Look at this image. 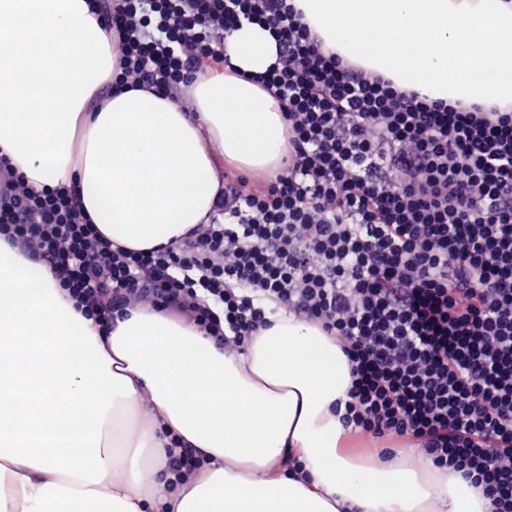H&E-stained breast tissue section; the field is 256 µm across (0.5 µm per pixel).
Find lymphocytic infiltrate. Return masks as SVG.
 <instances>
[{"label": "lymphocytic infiltrate", "instance_id": "1", "mask_svg": "<svg viewBox=\"0 0 512 512\" xmlns=\"http://www.w3.org/2000/svg\"><path fill=\"white\" fill-rule=\"evenodd\" d=\"M117 86L180 100L270 30L261 83L288 129L285 168L225 178L218 216L163 248L112 246L72 189L35 191L0 158V235L110 328L132 305L242 351L286 313L336 337L352 433L424 449L512 512V111L428 101L325 51L288 0H94ZM231 66L239 73L262 75L276 61L277 47L268 29L245 24L228 38Z\"/></svg>", "mask_w": 512, "mask_h": 512}]
</instances>
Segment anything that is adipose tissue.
I'll use <instances>...</instances> for the list:
<instances>
[{"label": "adipose tissue", "instance_id": "obj_1", "mask_svg": "<svg viewBox=\"0 0 512 512\" xmlns=\"http://www.w3.org/2000/svg\"><path fill=\"white\" fill-rule=\"evenodd\" d=\"M326 48L432 100L512 105V0H290ZM231 68L176 102L111 89L118 47L89 0H0V157L35 189L74 188L112 244L165 247L209 223L232 166L273 178L275 62L246 24ZM347 358L280 314L244 352L138 305L111 331L0 237V512H491L423 453H346ZM176 436L204 461L176 483Z\"/></svg>", "mask_w": 512, "mask_h": 512}]
</instances>
